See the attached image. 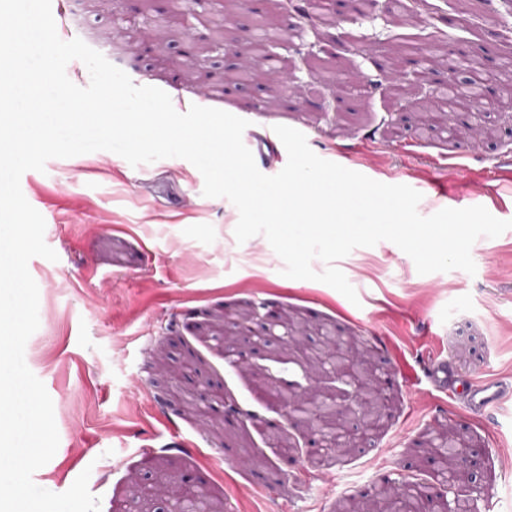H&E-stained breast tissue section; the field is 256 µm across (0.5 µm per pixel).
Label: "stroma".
Returning <instances> with one entry per match:
<instances>
[{
  "instance_id": "35a3bbf8",
  "label": "stroma",
  "mask_w": 512,
  "mask_h": 512,
  "mask_svg": "<svg viewBox=\"0 0 512 512\" xmlns=\"http://www.w3.org/2000/svg\"><path fill=\"white\" fill-rule=\"evenodd\" d=\"M251 4L210 0L205 16L232 22L182 49L188 22L170 0H69L73 37L143 86L169 96L202 94V106L307 136L319 157L385 184L421 193L418 212L483 206L512 220V114L474 107L454 132L428 130L421 104L439 97L447 70L403 78L404 96L379 84L395 59L424 61L427 46L463 42L480 60L512 56V0H331L333 22L307 0ZM288 35L276 59L281 84L239 80L236 53L258 17ZM418 107L407 110L406 102ZM484 129L471 141L465 126ZM447 187L439 199L435 186ZM190 162L167 158L137 167L110 151L48 160L26 171L21 189L45 219L57 261L32 258L39 327L25 362L53 406L54 457L36 485L54 493L90 470L100 512H134L132 482L169 476L206 494L219 512H365L391 482L443 486L429 448L448 429L472 452L477 512H512V399L476 413L434 387L429 366L498 378L512 386V229L479 238L475 274H419L397 245L382 241L338 260L355 288L350 302L331 286L284 277L264 236L237 242L236 207L203 194ZM473 324V339L455 333ZM382 382L381 427L367 442L313 466L314 432L289 422L272 389L308 387L305 356L326 337Z\"/></svg>"
}]
</instances>
